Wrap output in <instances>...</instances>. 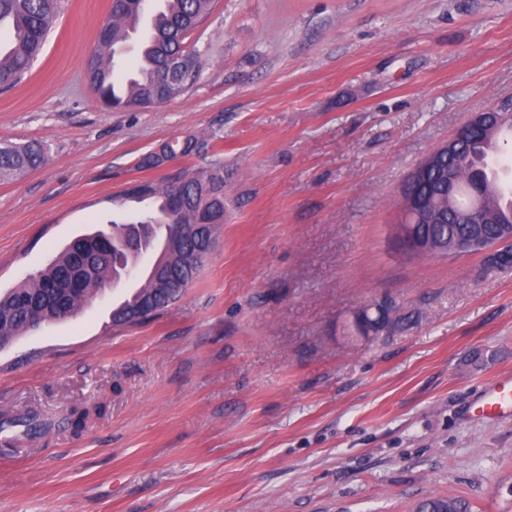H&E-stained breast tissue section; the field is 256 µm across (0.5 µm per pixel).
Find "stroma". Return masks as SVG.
I'll list each match as a JSON object with an SVG mask.
<instances>
[{
  "instance_id": "35a3bbf8",
  "label": "stroma",
  "mask_w": 512,
  "mask_h": 512,
  "mask_svg": "<svg viewBox=\"0 0 512 512\" xmlns=\"http://www.w3.org/2000/svg\"><path fill=\"white\" fill-rule=\"evenodd\" d=\"M110 6L66 0L0 91V140L49 149L0 178V291L168 174L137 162L170 140L222 154L224 225L156 319L113 326L125 278L0 348V408L106 407L1 449L0 512H512V416L479 411L512 375V271L391 237L410 170L512 97V0H215L194 83L120 112L87 85ZM378 303L409 324L359 334ZM448 505V507H447ZM442 507L446 512H471L470 503L456 495L448 494L426 499L416 505V512H439Z\"/></svg>"
}]
</instances>
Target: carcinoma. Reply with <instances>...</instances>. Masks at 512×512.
I'll return each instance as SVG.
<instances>
[{"instance_id":"cac0c4a2","label":"carcinoma","mask_w":512,"mask_h":512,"mask_svg":"<svg viewBox=\"0 0 512 512\" xmlns=\"http://www.w3.org/2000/svg\"><path fill=\"white\" fill-rule=\"evenodd\" d=\"M64 0H0V31L8 37L0 40V88L20 84L41 56L50 32L60 16ZM212 0H157L145 9L142 0H114L109 18L101 27L93 51L88 81L92 92L107 108L153 105L181 96L194 81L201 67V56L188 49L185 40L200 27L211 12ZM138 36V55L134 67L120 75L116 57L129 48ZM174 57H185L191 65L177 79H168L167 64ZM512 141V113H505L497 134L486 141L468 140L456 147L450 157H441L422 178L421 190L431 198V206H447L448 180L459 183L458 209L471 202V186L476 182L490 188L489 210L502 217L512 216V199L504 202L496 181L487 167L471 159L477 152L492 153ZM170 158L207 153L205 141L188 138L173 140L160 148ZM47 158V148L39 142L17 144L0 141V177L38 168ZM120 197L139 203L156 202L154 211L135 222L112 219L110 229L85 233L73 239L59 255L37 275L7 293H0V346L12 337L28 333L43 324L70 318L78 312L120 267L137 260L138 253L124 248L133 232L144 229V249L149 250L162 237L164 245L144 284L113 311L117 323L140 325L158 317L175 304L186 288L197 280L205 260L187 259L186 246L194 238L193 225L212 224L220 231L224 224V158L213 152L205 167L190 171L179 169L158 182L146 181L123 191ZM478 227L484 236L496 240L497 225L466 224L460 218L443 213L434 222L419 224L418 230L433 236L457 237ZM52 422L33 413L14 417L0 414V430L20 428L18 435L28 437L50 427ZM471 512L470 503L448 494L426 499L415 512Z\"/></svg>"}]
</instances>
